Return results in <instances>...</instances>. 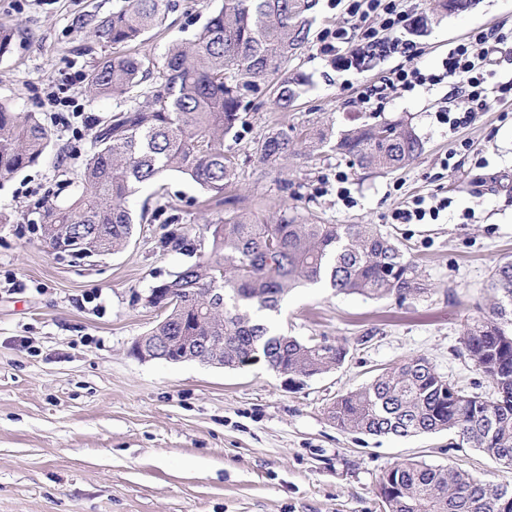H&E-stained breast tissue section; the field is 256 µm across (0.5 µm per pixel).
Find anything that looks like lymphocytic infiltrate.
Returning <instances> with one entry per match:
<instances>
[{
    "label": "lymphocytic infiltrate",
    "instance_id": "1",
    "mask_svg": "<svg viewBox=\"0 0 512 512\" xmlns=\"http://www.w3.org/2000/svg\"><path fill=\"white\" fill-rule=\"evenodd\" d=\"M349 26L327 31L318 48L336 67H357L363 51L372 50L382 55L400 54L403 65L393 68L381 85L372 87L367 98L383 100L418 88L431 89L450 85V103L436 113L439 123L456 130L468 125L473 112L489 108L500 99L512 98V76L494 79L490 66L508 36L498 31H478L468 42L450 49L437 70L426 71L413 66L418 53L415 38L426 22L422 14L410 12L402 0H347ZM377 20L379 28L369 27V20ZM390 32V40L376 36L377 30Z\"/></svg>",
    "mask_w": 512,
    "mask_h": 512
}]
</instances>
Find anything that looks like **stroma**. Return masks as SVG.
<instances>
[{
    "mask_svg": "<svg viewBox=\"0 0 512 512\" xmlns=\"http://www.w3.org/2000/svg\"><path fill=\"white\" fill-rule=\"evenodd\" d=\"M174 3L165 24L136 43L140 55L158 60L171 42L194 38L223 0ZM122 5L0 0V27L13 32L0 55V101L36 113L50 135L38 162L0 181V214L9 218L0 224V512H382L379 479L406 462L453 463L512 488V468L457 447L447 432L371 436L328 417L336 395L420 355L467 393H491L488 378L460 355V333L476 307L493 301L491 269L512 258V101L476 111L455 131L435 120L444 85L364 103L365 91L405 59L393 55L361 73L332 67L317 47L345 25V7L318 0L309 44L290 63L311 78L295 110L276 111L266 91L250 94L239 136L225 146L245 156L274 128L330 125L339 133L387 119L410 124L423 152L380 173L325 147L278 160L262 175L244 167L231 193L240 210L271 221L288 209L326 224L375 225L417 262L428 288L402 302L322 284L290 291L267 316L275 332L350 348L340 367L298 388L261 360L234 369L143 361L131 345L160 319L147 303L152 288L208 254V227L223 220L224 205L169 173L160 191L174 222L137 225L125 249L80 261L41 241L43 200L75 197L96 132L126 106L91 96L83 79L112 53L94 25ZM421 5L428 25L414 64L424 70L476 31L512 30V0H476L457 14L431 0ZM54 83L78 105L72 125L44 104ZM342 173L351 207L336 196ZM431 196L449 201L437 220L393 222L395 208ZM171 233L184 237L183 248L167 244Z\"/></svg>",
    "mask_w": 512,
    "mask_h": 512,
    "instance_id": "obj_1",
    "label": "stroma"
}]
</instances>
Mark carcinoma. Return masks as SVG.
Listing matches in <instances>:
<instances>
[{
    "instance_id": "obj_1",
    "label": "carcinoma",
    "mask_w": 512,
    "mask_h": 512,
    "mask_svg": "<svg viewBox=\"0 0 512 512\" xmlns=\"http://www.w3.org/2000/svg\"><path fill=\"white\" fill-rule=\"evenodd\" d=\"M317 0H224L195 40L172 42L160 63L130 45L160 27L169 0H125L100 20L98 40L112 56L86 76L94 96L129 102L95 137L81 191L70 204L45 206L42 236H81L99 256L127 245L134 227L162 208L129 201L146 183L180 173L228 205L224 220L209 225L208 255L159 284L172 290L162 319L148 332L179 345L180 336H216L224 366L261 357L269 369L302 386L337 368L349 355L345 342L302 341L275 334L261 318L291 290L327 283L339 293L400 301L425 292L416 264L398 243L370 224H318L282 211L272 223L235 209L224 190L239 176V154L224 138L244 121L246 95L269 88L276 110L292 112L309 77L289 72L308 44ZM159 80L149 82L153 69ZM326 145L362 169L393 172L414 161L423 144L402 121L381 120L334 134L330 128L274 129L249 158L260 172L296 153L302 144ZM49 135L32 113L0 102V179L36 163ZM495 302L467 320L461 344L493 385L490 397L454 387L424 357L406 359L356 391L336 397L329 419L340 429L400 437L448 431L493 459L512 456V259L490 272ZM383 512H498L512 489L487 483L456 466L405 463L379 482Z\"/></svg>"
}]
</instances>
